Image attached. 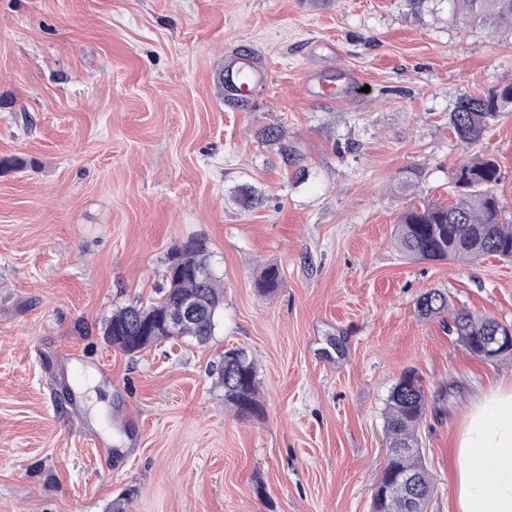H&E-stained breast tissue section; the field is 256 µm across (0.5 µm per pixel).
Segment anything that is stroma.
Instances as JSON below:
<instances>
[{
  "mask_svg": "<svg viewBox=\"0 0 512 512\" xmlns=\"http://www.w3.org/2000/svg\"><path fill=\"white\" fill-rule=\"evenodd\" d=\"M243 49L263 79L234 105L220 77ZM510 76L512 36L448 0H0V512H109L130 488L128 512H371L408 368L426 512H454L458 436L512 359L472 356L416 300L512 328V260L412 261L392 230L449 199L459 94ZM479 148L512 218V112ZM190 238L224 288L212 339L109 345L105 320L155 303ZM239 347L263 405L245 421L211 373ZM262 136L268 142H275L279 144L282 139L281 132L275 127L265 128L262 132ZM279 153L281 155L284 166L293 167L295 169V173L304 170L302 164L304 158L297 149L288 147V145L280 144ZM282 277L277 265H264L254 280V288L261 296H269L280 288Z\"/></svg>",
  "mask_w": 512,
  "mask_h": 512,
  "instance_id": "35a3bbf8",
  "label": "stroma"
}]
</instances>
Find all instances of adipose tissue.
Returning <instances> with one entry per match:
<instances>
[{"mask_svg":"<svg viewBox=\"0 0 512 512\" xmlns=\"http://www.w3.org/2000/svg\"><path fill=\"white\" fill-rule=\"evenodd\" d=\"M457 459L456 512H512V386L475 407Z\"/></svg>","mask_w":512,"mask_h":512,"instance_id":"1","label":"adipose tissue"}]
</instances>
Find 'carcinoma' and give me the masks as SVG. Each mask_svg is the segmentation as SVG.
<instances>
[{"instance_id": "cac0c4a2", "label": "carcinoma", "mask_w": 512, "mask_h": 512, "mask_svg": "<svg viewBox=\"0 0 512 512\" xmlns=\"http://www.w3.org/2000/svg\"><path fill=\"white\" fill-rule=\"evenodd\" d=\"M454 9L492 29L512 31V0H452ZM512 103V82H504L487 95L463 93L448 115V124L456 139L472 153L463 159L451 178V202L422 201L408 206L395 225L396 246L404 256L422 261H477L492 255L512 259V223L495 185L500 180L497 160L474 149L492 121ZM282 162L295 171L303 170V156L293 147H279ZM203 241L191 238L170 255L176 264L166 267L163 295L147 306L127 305L112 312L104 327L108 343L126 354H135L149 345L172 336L198 344L214 336L224 289L206 259ZM278 266H263L254 280L261 296L280 288ZM194 298L201 311L182 319L181 302ZM418 315L425 319L446 315L456 336L477 344L501 326L497 320L451 307L448 294L430 289L419 296ZM216 384L224 388L225 407L245 420L259 415L257 367L243 349L224 351L222 363L214 372ZM425 388L414 369L403 371L392 387L383 412V430L388 456L373 495L372 512H425L433 492V482L425 464L417 437V428L426 413ZM415 479L416 498L395 494L391 486L402 476Z\"/></svg>"}]
</instances>
